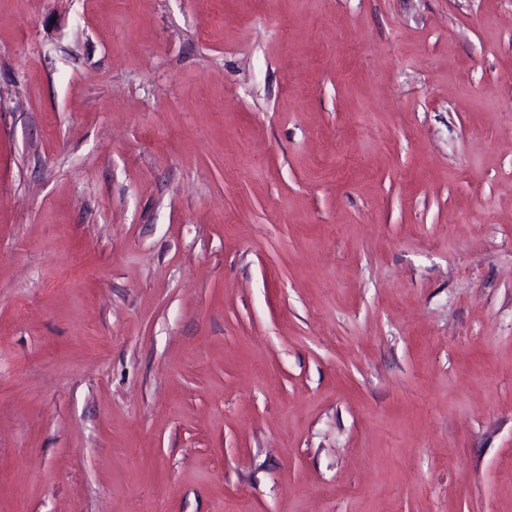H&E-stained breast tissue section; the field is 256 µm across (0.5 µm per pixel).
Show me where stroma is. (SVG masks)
Returning <instances> with one entry per match:
<instances>
[{
  "mask_svg": "<svg viewBox=\"0 0 512 512\" xmlns=\"http://www.w3.org/2000/svg\"><path fill=\"white\" fill-rule=\"evenodd\" d=\"M0 512H512V0H0Z\"/></svg>",
  "mask_w": 512,
  "mask_h": 512,
  "instance_id": "1",
  "label": "stroma"
}]
</instances>
